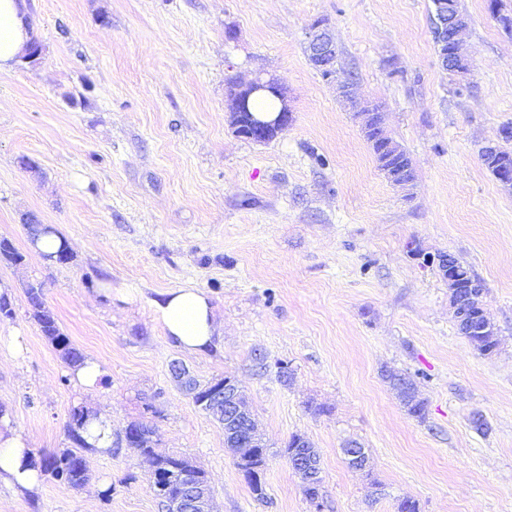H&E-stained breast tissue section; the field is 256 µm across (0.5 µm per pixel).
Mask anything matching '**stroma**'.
<instances>
[{"mask_svg":"<svg viewBox=\"0 0 512 512\" xmlns=\"http://www.w3.org/2000/svg\"><path fill=\"white\" fill-rule=\"evenodd\" d=\"M461 5L472 59L457 82L439 61L432 0H26L43 54L0 72V239L25 256L0 262L15 312L0 319V407L33 452L69 447L72 406L106 418L117 439L149 402L160 448L205 469L212 512H397L405 498L419 512H512V187L480 158L512 123V33L489 0ZM317 18L335 34L341 76L381 105L385 133L412 158L411 196L309 64ZM259 75L282 81L292 110L265 144L236 134L225 97L228 77ZM29 214L72 242L70 263L31 249ZM412 242L481 280L495 354L459 333L447 281ZM108 279L133 285L134 301L98 299ZM30 282L105 369L95 390L42 335ZM186 284L222 324L200 355L170 344L151 309ZM175 361L200 381L239 383L268 446L264 498L222 426L172 378ZM386 370L415 376L426 419L407 413ZM295 433L320 455L315 502L280 455ZM351 440L366 470L346 463ZM85 458L79 489L1 482L0 512H160L133 449Z\"/></svg>","mask_w":512,"mask_h":512,"instance_id":"1","label":"stroma"}]
</instances>
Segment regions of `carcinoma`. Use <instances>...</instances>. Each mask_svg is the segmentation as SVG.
<instances>
[{"label": "carcinoma", "instance_id": "1", "mask_svg": "<svg viewBox=\"0 0 512 512\" xmlns=\"http://www.w3.org/2000/svg\"><path fill=\"white\" fill-rule=\"evenodd\" d=\"M2 260L18 265L25 261V255L18 251L11 242L0 240V261ZM26 295L34 320L41 333L54 346L61 360L71 367L81 365L84 362L83 354L60 330L55 315L45 306L42 284H29L26 288ZM464 337L482 355L497 348L498 345V341L492 340L489 336L466 333ZM383 378L391 388L396 390L401 404L409 414L420 419L424 418L427 403L420 396L414 379L394 373H385ZM91 421V414L82 407H71L66 421V433L71 447L59 452L41 454L38 463L44 474L73 489H79L89 481L90 475L83 452L86 451ZM156 433L155 422L143 417L130 422L125 427L122 438L126 447L135 449L140 455L151 460L153 470L150 477V489L155 498L175 495L178 492V486L181 485V475L184 471L195 480L208 483L205 470L189 460L188 457L156 448L154 441ZM303 440L305 437L300 434L292 435L285 448L282 449V455L287 461L292 462L301 452H310L315 463H320L319 454L312 444L300 445Z\"/></svg>", "mask_w": 512, "mask_h": 512}]
</instances>
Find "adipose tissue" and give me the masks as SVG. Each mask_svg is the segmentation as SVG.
Returning <instances> with one entry per match:
<instances>
[{"label":"adipose tissue","mask_w":512,"mask_h":512,"mask_svg":"<svg viewBox=\"0 0 512 512\" xmlns=\"http://www.w3.org/2000/svg\"><path fill=\"white\" fill-rule=\"evenodd\" d=\"M28 40L23 0H0V70L18 60ZM152 309L166 338L185 352H206L219 334L214 307L198 288L186 286L162 292ZM30 456L28 443L16 438L7 419L0 418V480L22 491H37L40 478L29 464Z\"/></svg>","instance_id":"ef3b65f1"}]
</instances>
